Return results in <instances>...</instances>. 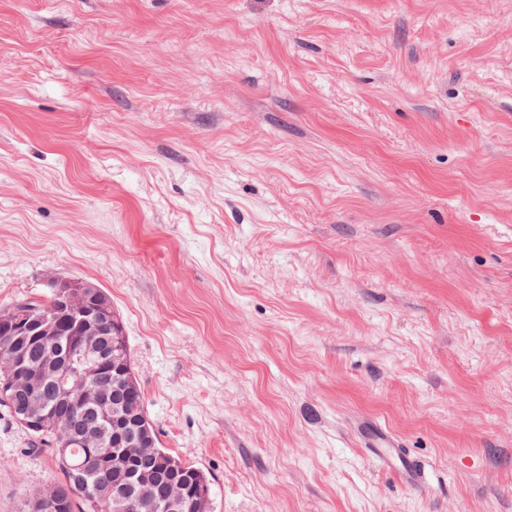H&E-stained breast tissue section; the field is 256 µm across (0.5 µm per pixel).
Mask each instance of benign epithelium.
I'll use <instances>...</instances> for the list:
<instances>
[{
    "label": "benign epithelium",
    "mask_w": 512,
    "mask_h": 512,
    "mask_svg": "<svg viewBox=\"0 0 512 512\" xmlns=\"http://www.w3.org/2000/svg\"><path fill=\"white\" fill-rule=\"evenodd\" d=\"M27 300L13 303L16 309L15 319L6 328L7 347L11 354L12 370L15 376L14 389L24 397L25 411L23 423L33 431L50 430L56 426V411L46 406L44 386L47 379H52L56 388V399L60 406L70 407L74 402L105 401L103 381L107 374L106 365L116 360L124 361L121 340L117 339L109 346H103L104 337L112 335V313L104 306L94 304L82 308L66 306L68 314L76 319V345L65 353L48 356L32 369L27 365V351L31 342L55 349L58 336L53 322L43 320L34 323L26 317ZM136 424H145L140 415L130 417L114 415L106 409L97 416L88 419L75 433L66 436L64 445L80 444L91 448L100 440L102 429H107L114 436V445L121 449V454L130 464L127 479L132 481L135 490L133 508L137 512H157L159 504L154 495V485L136 476V462L146 454L156 452L154 439L147 441L135 439L128 434Z\"/></svg>",
    "instance_id": "7a95c632"
}]
</instances>
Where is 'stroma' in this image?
<instances>
[{
    "label": "stroma",
    "instance_id": "35a3bbf8",
    "mask_svg": "<svg viewBox=\"0 0 512 512\" xmlns=\"http://www.w3.org/2000/svg\"><path fill=\"white\" fill-rule=\"evenodd\" d=\"M54 278L213 512H512V0H0V309ZM361 447L384 465L391 463V448H399L393 436L380 427L363 428L359 432Z\"/></svg>",
    "mask_w": 512,
    "mask_h": 512
}]
</instances>
